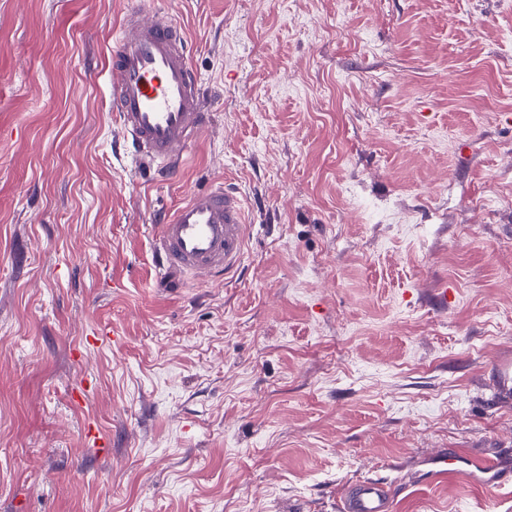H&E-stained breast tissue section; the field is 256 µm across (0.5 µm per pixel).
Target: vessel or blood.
<instances>
[{
	"mask_svg": "<svg viewBox=\"0 0 512 512\" xmlns=\"http://www.w3.org/2000/svg\"><path fill=\"white\" fill-rule=\"evenodd\" d=\"M107 69L112 110L136 162L167 176L178 173L209 124L183 27L149 15L143 4L126 9L112 31ZM247 227L246 202L237 191L216 182L190 193L156 225L160 277L226 276L243 259ZM451 474L477 484L501 478L492 463L476 464L453 450L434 455L428 479ZM339 512H393L390 491L382 481L362 480L350 487Z\"/></svg>",
	"mask_w": 512,
	"mask_h": 512,
	"instance_id": "obj_1",
	"label": "vessel or blood"
}]
</instances>
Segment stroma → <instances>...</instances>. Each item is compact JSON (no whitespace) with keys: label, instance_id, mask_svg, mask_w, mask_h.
Listing matches in <instances>:
<instances>
[{"label":"stroma","instance_id":"obj_1","mask_svg":"<svg viewBox=\"0 0 512 512\" xmlns=\"http://www.w3.org/2000/svg\"><path fill=\"white\" fill-rule=\"evenodd\" d=\"M127 2L0 0V512H338L371 477L512 512V477L421 478L512 473V0H151L211 113L166 182L112 116ZM213 180L241 268L158 287L156 218ZM430 464L431 469L426 473V479L432 481L443 480L452 474L477 484H487L498 482L502 476V472L496 471L492 463H475L453 450H444L434 455Z\"/></svg>","mask_w":512,"mask_h":512}]
</instances>
